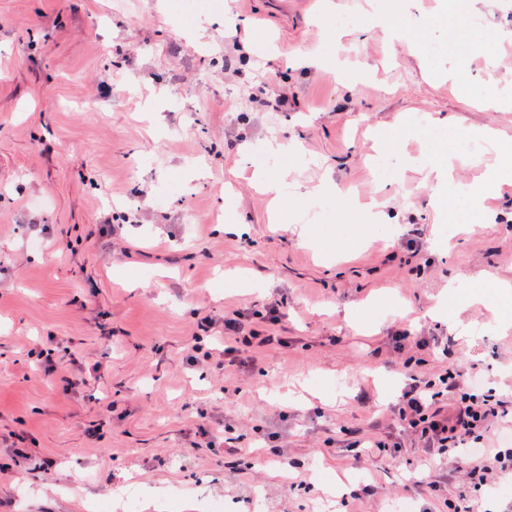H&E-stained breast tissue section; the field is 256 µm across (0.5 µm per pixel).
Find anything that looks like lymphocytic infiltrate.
Segmentation results:
<instances>
[{"instance_id":"f902f5d3","label":"lymphocytic infiltrate","mask_w":512,"mask_h":512,"mask_svg":"<svg viewBox=\"0 0 512 512\" xmlns=\"http://www.w3.org/2000/svg\"><path fill=\"white\" fill-rule=\"evenodd\" d=\"M282 337L245 329L241 319L224 321V353L229 364L248 366L256 361L255 347L282 344ZM405 427L441 455H460L471 463V485L490 487L512 476V448L484 447L496 421L512 413L506 401L483 393L478 376L456 368L437 378H412L394 409Z\"/></svg>"}]
</instances>
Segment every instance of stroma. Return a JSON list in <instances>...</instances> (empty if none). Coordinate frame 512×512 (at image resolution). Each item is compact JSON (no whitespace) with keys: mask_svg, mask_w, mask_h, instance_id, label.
Wrapping results in <instances>:
<instances>
[{"mask_svg":"<svg viewBox=\"0 0 512 512\" xmlns=\"http://www.w3.org/2000/svg\"><path fill=\"white\" fill-rule=\"evenodd\" d=\"M384 2L442 52L364 29L368 0H0V512H124L132 493L137 512H253L257 493L262 512H512V478L470 487L460 457L392 414L410 375L451 365L512 400V297L493 286L512 280V181L486 188L489 223L436 215L421 170L383 188L369 167L375 128L424 156L421 118L512 137V109L478 103L484 53L449 42L458 13ZM470 15L512 90V12L475 0ZM261 81L287 108L251 101ZM261 166L308 189L333 180L395 219L364 240L324 200L271 222L274 192L241 175ZM413 226L417 255L402 246ZM453 278L483 296L452 299L467 338L427 315ZM274 299L286 343L255 371L223 368L221 339L196 342L201 318L219 332ZM228 431L246 455L222 447ZM156 485L167 494L148 501Z\"/></svg>","mask_w":512,"mask_h":512,"instance_id":"obj_1","label":"stroma"}]
</instances>
